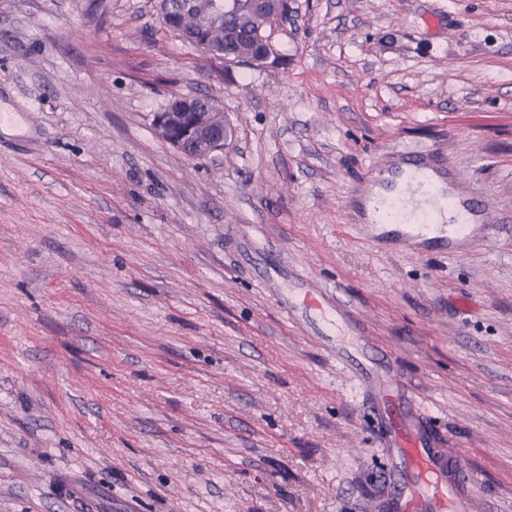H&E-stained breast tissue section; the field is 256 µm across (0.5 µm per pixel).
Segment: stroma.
<instances>
[{"instance_id": "1", "label": "stroma", "mask_w": 512, "mask_h": 512, "mask_svg": "<svg viewBox=\"0 0 512 512\" xmlns=\"http://www.w3.org/2000/svg\"><path fill=\"white\" fill-rule=\"evenodd\" d=\"M227 67L159 0H0V512H394L344 335L512 512V0H290ZM205 96L187 158L153 119ZM487 218L451 250L368 228L401 166ZM281 271L268 279L269 256ZM194 99L196 105L193 111L191 98L175 97L170 100L162 112L155 114V130L183 155L192 159L209 158L224 151V134L228 139L232 137L233 131L225 122L222 127H218L207 123L199 115L200 112H222L213 100L207 97ZM409 173L414 174L417 173L419 178L422 176L425 177V179L428 181L430 179L434 182L435 187L439 189V191L443 194L444 190L447 188V190H452V187L449 184H446L445 180L437 175L434 171L428 170L425 174L421 175L420 172L415 171L414 169H408L406 168L404 172L394 179L393 184H391V187L389 189H379L366 203V210L367 215L371 220L377 219L379 212L382 210V208L388 204L393 198L392 196L396 195L400 187L402 185V181L404 177ZM306 298L307 306L310 309L323 313L324 315L332 313L334 316L336 315V317H342L340 306L335 305V303L331 301L330 296L325 292L314 288H307L303 302H305Z\"/></svg>"}]
</instances>
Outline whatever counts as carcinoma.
<instances>
[{
  "label": "carcinoma",
  "mask_w": 512,
  "mask_h": 512,
  "mask_svg": "<svg viewBox=\"0 0 512 512\" xmlns=\"http://www.w3.org/2000/svg\"><path fill=\"white\" fill-rule=\"evenodd\" d=\"M284 9V0H268L263 12L250 0H232L224 13L214 12L211 0H161L163 16H183L184 29L200 35L216 51L211 59L247 68L268 53V31Z\"/></svg>",
  "instance_id": "1"
}]
</instances>
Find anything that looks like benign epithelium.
Segmentation results:
<instances>
[{"instance_id":"benign-epithelium-1","label":"benign epithelium","mask_w":512,"mask_h":512,"mask_svg":"<svg viewBox=\"0 0 512 512\" xmlns=\"http://www.w3.org/2000/svg\"><path fill=\"white\" fill-rule=\"evenodd\" d=\"M154 124L164 141L189 158L204 159L224 151V128L192 111L187 97L170 100L163 111L155 114Z\"/></svg>"}]
</instances>
